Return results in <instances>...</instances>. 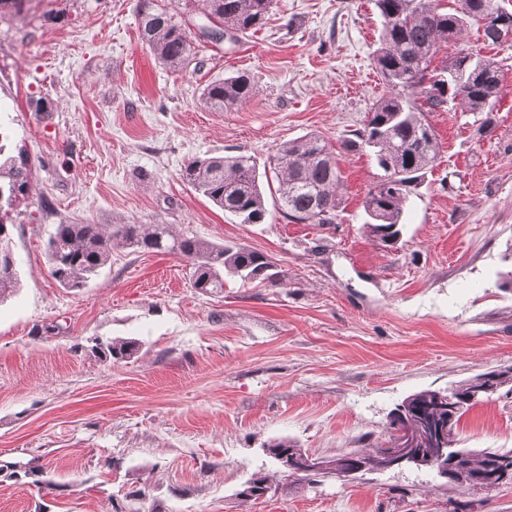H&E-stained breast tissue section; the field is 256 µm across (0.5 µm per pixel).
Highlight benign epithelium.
I'll return each mask as SVG.
<instances>
[{
	"label": "benign epithelium",
	"instance_id": "1",
	"mask_svg": "<svg viewBox=\"0 0 512 512\" xmlns=\"http://www.w3.org/2000/svg\"><path fill=\"white\" fill-rule=\"evenodd\" d=\"M498 391L494 377L488 372L474 376L473 388L464 398L469 404H477ZM428 412V406L407 397L400 406L399 416L409 420L410 425L397 432L385 448V468L400 469L417 466L436 475L442 482L468 492L492 489L505 484L512 477V459L506 457L503 463L506 468L488 477L471 474L467 469L456 465V461L448 457L446 448H419L412 437L411 424L417 422ZM276 463L284 472L294 476L299 473H328L338 478L348 479L363 470L362 462L356 455H345L338 458L325 457L302 448H277L272 450Z\"/></svg>",
	"mask_w": 512,
	"mask_h": 512
}]
</instances>
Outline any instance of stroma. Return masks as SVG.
<instances>
[{"label": "stroma", "mask_w": 512, "mask_h": 512, "mask_svg": "<svg viewBox=\"0 0 512 512\" xmlns=\"http://www.w3.org/2000/svg\"><path fill=\"white\" fill-rule=\"evenodd\" d=\"M137 0H24L0 12V121L33 165L11 215L21 282L0 301V512H451L414 468L311 484L267 445L372 452L407 396L512 366V43L477 31L443 45L495 56L504 94L490 132L448 105L430 114L440 154L410 196L401 239L368 235L381 175L344 146L389 92L372 55V0H274L237 44L201 43L187 68L156 65ZM249 74L257 92L211 111L206 84ZM336 151L335 223L279 214L242 224L180 178L193 158L244 154L258 169L307 134ZM168 224L277 260L278 286L193 288L173 254L113 252L79 289L49 272L59 224ZM135 339L112 363L96 341ZM465 448L512 451V392L473 406ZM267 476L272 490L242 497Z\"/></svg>", "instance_id": "35a3bbf8"}]
</instances>
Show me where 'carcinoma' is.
<instances>
[{
  "label": "carcinoma",
  "instance_id": "carcinoma-1",
  "mask_svg": "<svg viewBox=\"0 0 512 512\" xmlns=\"http://www.w3.org/2000/svg\"><path fill=\"white\" fill-rule=\"evenodd\" d=\"M197 22L224 29L231 43L264 26L273 0H202ZM381 18L373 65L390 88L371 111V119L345 142L348 149L369 150L383 171L374 188L409 167L413 179L435 162L439 143L427 114L452 102L474 117L479 134L493 124L495 104L503 95L498 63L461 50L440 70L431 68L442 44L475 25L490 45L512 42V11L500 0H373ZM139 32L157 63L179 70L192 61L195 46L186 22L153 0H139ZM450 85L442 97L436 82ZM256 93L248 75L239 74L207 84L204 103L215 112L232 110ZM33 168L23 152L11 154L9 136L0 131V221L30 197ZM183 181L242 224H261L269 215L265 190L278 195L284 217L301 224H332L340 205L342 175L336 156L324 139L311 133L281 144L274 155L271 178L261 183L256 164L246 155L197 158L181 169ZM416 186L399 180L394 192L368 189L363 210L365 228L383 246L401 234L405 205ZM116 250L178 255L192 266V287L201 293L224 290V277L242 284L279 285L286 279L267 255L235 242H213L193 234H175L168 224H59L46 246L51 276L63 287L82 288ZM19 285V270L11 235L0 237V299ZM139 345L129 340L98 342L103 361L134 357ZM471 408L463 403L447 423L448 408L435 406L418 431L431 444L447 441L448 450L470 472L489 475L499 451L459 448L460 422Z\"/></svg>",
  "mask_w": 512,
  "mask_h": 512
}]
</instances>
